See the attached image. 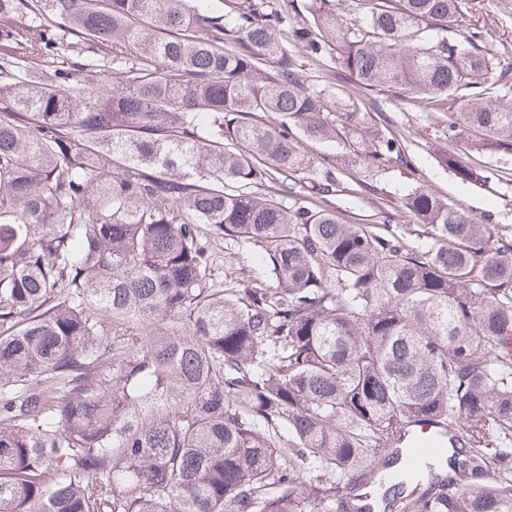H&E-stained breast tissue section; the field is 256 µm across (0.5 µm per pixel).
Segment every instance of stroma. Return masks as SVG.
<instances>
[{"instance_id":"stroma-1","label":"stroma","mask_w":512,"mask_h":512,"mask_svg":"<svg viewBox=\"0 0 512 512\" xmlns=\"http://www.w3.org/2000/svg\"><path fill=\"white\" fill-rule=\"evenodd\" d=\"M453 33L473 37L475 44L495 54L502 65L512 64V0H466V9ZM357 98L375 118L402 139L412 159L411 168L391 167L370 179L368 188L355 190L349 175L339 177L340 190L332 202L351 224H376L381 211L395 215V222L418 240V224L403 213L402 198L419 186L448 199L476 219L493 214L500 236L512 239V180L501 171L512 170V153L481 140L453 111L431 112L395 88L357 90ZM456 135L447 138L448 125ZM458 153L478 172L475 182L457 179L442 160L445 152Z\"/></svg>"}]
</instances>
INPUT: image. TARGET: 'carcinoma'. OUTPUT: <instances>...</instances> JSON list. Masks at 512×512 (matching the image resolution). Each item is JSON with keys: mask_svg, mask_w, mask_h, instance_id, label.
<instances>
[{"mask_svg": "<svg viewBox=\"0 0 512 512\" xmlns=\"http://www.w3.org/2000/svg\"><path fill=\"white\" fill-rule=\"evenodd\" d=\"M227 2L0 0V512H512V241L422 186L425 243L349 224L302 150L408 165L339 69L512 153L507 71L464 0ZM227 243L224 242V239L217 241V245L215 247V252L217 259L213 265V278H215L219 282H224L225 276L231 275L232 277H240L244 279H248L251 276L256 275L262 268L257 260V256L254 255L253 251L250 250L248 252V259H241L242 256L237 254L241 252L242 247L238 250V246L235 244L230 247V243L226 246Z\"/></svg>", "mask_w": 512, "mask_h": 512, "instance_id": "obj_1", "label": "carcinoma"}]
</instances>
